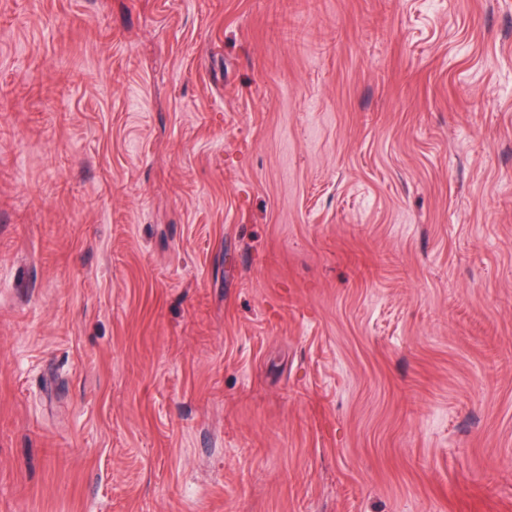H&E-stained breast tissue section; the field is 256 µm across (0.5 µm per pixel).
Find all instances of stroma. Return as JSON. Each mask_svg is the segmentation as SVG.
I'll return each mask as SVG.
<instances>
[{"label":"stroma","instance_id":"35a3bbf8","mask_svg":"<svg viewBox=\"0 0 512 512\" xmlns=\"http://www.w3.org/2000/svg\"><path fill=\"white\" fill-rule=\"evenodd\" d=\"M0 512H512V0H0Z\"/></svg>","mask_w":512,"mask_h":512}]
</instances>
